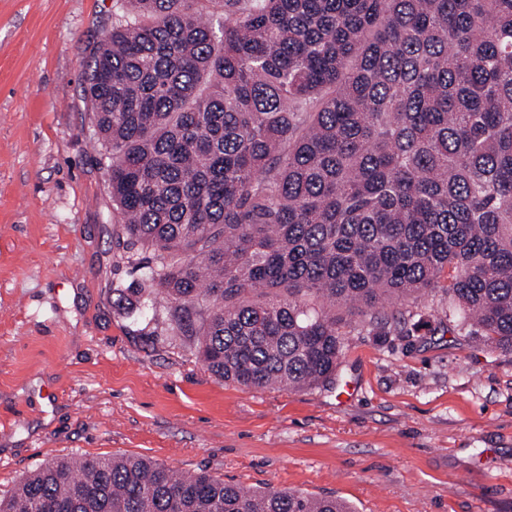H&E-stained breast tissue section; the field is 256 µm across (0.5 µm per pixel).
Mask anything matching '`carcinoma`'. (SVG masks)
Here are the masks:
<instances>
[{
	"label": "carcinoma",
	"instance_id": "cac0c4a2",
	"mask_svg": "<svg viewBox=\"0 0 512 512\" xmlns=\"http://www.w3.org/2000/svg\"><path fill=\"white\" fill-rule=\"evenodd\" d=\"M85 93L132 315L217 378L336 384V311L403 332L432 291L512 351V0H117ZM0 512H352L128 456L63 457Z\"/></svg>",
	"mask_w": 512,
	"mask_h": 512
}]
</instances>
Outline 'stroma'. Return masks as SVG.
Returning <instances> with one entry per match:
<instances>
[{
  "label": "stroma",
  "instance_id": "obj_1",
  "mask_svg": "<svg viewBox=\"0 0 512 512\" xmlns=\"http://www.w3.org/2000/svg\"><path fill=\"white\" fill-rule=\"evenodd\" d=\"M116 8L0 0V494L61 457L124 455L354 512H512V351L354 330L334 388L255 390L119 311L140 273L83 91Z\"/></svg>",
  "mask_w": 512,
  "mask_h": 512
}]
</instances>
